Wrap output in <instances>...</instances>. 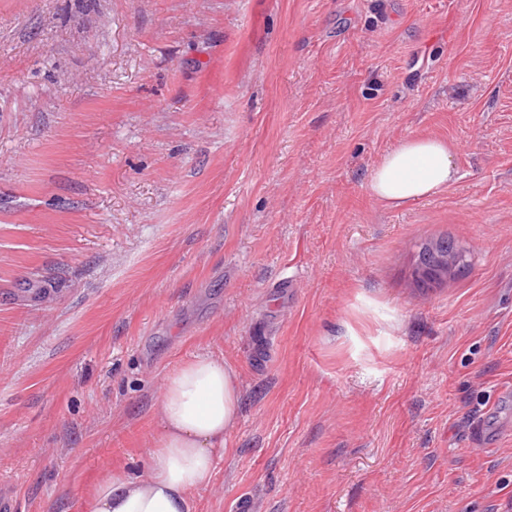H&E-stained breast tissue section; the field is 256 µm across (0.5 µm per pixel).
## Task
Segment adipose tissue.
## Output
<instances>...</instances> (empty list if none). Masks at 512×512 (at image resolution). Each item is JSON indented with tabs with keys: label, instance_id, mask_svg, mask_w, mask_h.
Here are the masks:
<instances>
[{
	"label": "adipose tissue",
	"instance_id": "obj_1",
	"mask_svg": "<svg viewBox=\"0 0 512 512\" xmlns=\"http://www.w3.org/2000/svg\"><path fill=\"white\" fill-rule=\"evenodd\" d=\"M454 154L446 139L407 138L374 167L369 190L394 208L429 198L456 182ZM239 416L233 366L214 354L179 362L164 374L146 475L111 470L94 483L84 512H194L193 494L211 483L224 437Z\"/></svg>",
	"mask_w": 512,
	"mask_h": 512
}]
</instances>
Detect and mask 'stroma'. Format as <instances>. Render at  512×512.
<instances>
[{
	"mask_svg": "<svg viewBox=\"0 0 512 512\" xmlns=\"http://www.w3.org/2000/svg\"><path fill=\"white\" fill-rule=\"evenodd\" d=\"M418 134L458 180L388 207ZM202 352L241 408L195 512H512V0H0V501L144 475ZM454 154V146L446 139L429 135L407 138L374 167L369 190L394 208L429 198L456 182ZM414 254V271L444 272L447 277L467 265L466 252L448 237L421 242Z\"/></svg>",
	"mask_w": 512,
	"mask_h": 512,
	"instance_id": "stroma-1",
	"label": "stroma"
}]
</instances>
